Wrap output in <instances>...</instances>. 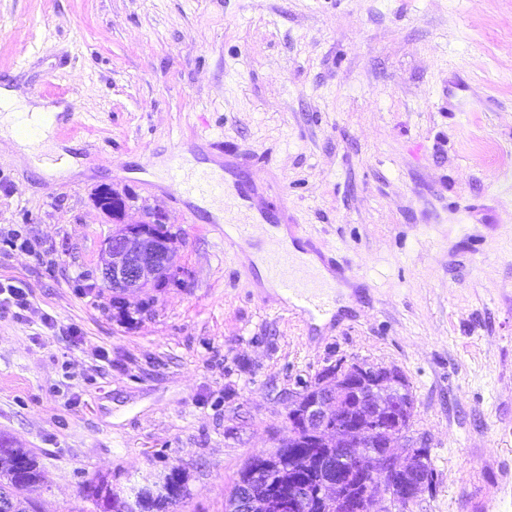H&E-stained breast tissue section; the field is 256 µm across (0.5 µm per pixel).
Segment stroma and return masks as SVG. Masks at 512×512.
<instances>
[{"label": "stroma", "instance_id": "stroma-1", "mask_svg": "<svg viewBox=\"0 0 512 512\" xmlns=\"http://www.w3.org/2000/svg\"><path fill=\"white\" fill-rule=\"evenodd\" d=\"M0 82L58 115L42 152L75 165L0 147V228L37 245L0 244V279L34 301L0 309V435L46 473L34 512H100L89 482L120 494L174 466V512H224L289 393L341 359L415 396L437 482L404 512H512V0H0ZM185 151L232 153L252 207L344 268L324 326L225 248L240 205L219 223L149 178ZM105 186L132 218L166 212L178 286L101 287Z\"/></svg>", "mask_w": 512, "mask_h": 512}]
</instances>
